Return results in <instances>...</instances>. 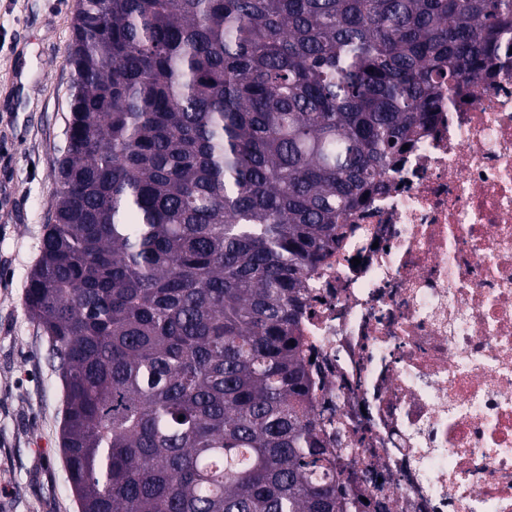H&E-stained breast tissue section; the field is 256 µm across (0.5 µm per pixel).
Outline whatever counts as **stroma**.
Listing matches in <instances>:
<instances>
[{
  "instance_id": "1",
  "label": "stroma",
  "mask_w": 512,
  "mask_h": 512,
  "mask_svg": "<svg viewBox=\"0 0 512 512\" xmlns=\"http://www.w3.org/2000/svg\"><path fill=\"white\" fill-rule=\"evenodd\" d=\"M78 0H0V512H80L60 447L63 390L26 313L66 146Z\"/></svg>"
}]
</instances>
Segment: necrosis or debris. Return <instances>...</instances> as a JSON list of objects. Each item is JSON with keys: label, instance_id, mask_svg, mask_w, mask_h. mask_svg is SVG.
Segmentation results:
<instances>
[{"label": "necrosis or debris", "instance_id": "4bbe7bcc", "mask_svg": "<svg viewBox=\"0 0 512 512\" xmlns=\"http://www.w3.org/2000/svg\"><path fill=\"white\" fill-rule=\"evenodd\" d=\"M308 280L339 480L388 512H512V58L442 105Z\"/></svg>", "mask_w": 512, "mask_h": 512}]
</instances>
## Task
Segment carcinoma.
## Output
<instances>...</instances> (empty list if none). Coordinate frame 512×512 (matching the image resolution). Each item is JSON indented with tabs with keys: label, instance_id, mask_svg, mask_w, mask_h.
I'll list each match as a JSON object with an SVG mask.
<instances>
[{
	"label": "carcinoma",
	"instance_id": "obj_1",
	"mask_svg": "<svg viewBox=\"0 0 512 512\" xmlns=\"http://www.w3.org/2000/svg\"><path fill=\"white\" fill-rule=\"evenodd\" d=\"M511 56L512 0H79L26 307L81 512H387L322 444L305 281Z\"/></svg>",
	"mask_w": 512,
	"mask_h": 512
}]
</instances>
